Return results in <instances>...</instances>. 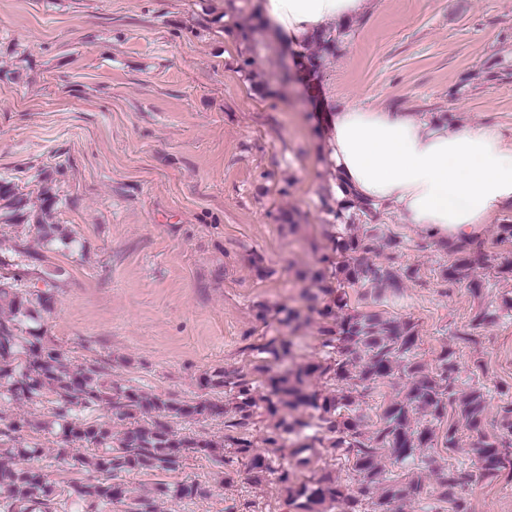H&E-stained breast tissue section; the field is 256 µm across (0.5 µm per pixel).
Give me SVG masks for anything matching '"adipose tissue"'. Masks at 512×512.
I'll list each match as a JSON object with an SVG mask.
<instances>
[{
    "mask_svg": "<svg viewBox=\"0 0 512 512\" xmlns=\"http://www.w3.org/2000/svg\"><path fill=\"white\" fill-rule=\"evenodd\" d=\"M371 0H257L276 41L304 52L311 34L364 14ZM322 166L337 198L395 209L404 223L456 243L512 209V144L491 125L459 129L415 112L348 103L319 130Z\"/></svg>",
    "mask_w": 512,
    "mask_h": 512,
    "instance_id": "1",
    "label": "adipose tissue"
}]
</instances>
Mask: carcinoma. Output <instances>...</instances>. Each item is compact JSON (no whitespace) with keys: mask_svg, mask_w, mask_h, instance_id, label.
I'll use <instances>...</instances> for the list:
<instances>
[{"mask_svg":"<svg viewBox=\"0 0 512 512\" xmlns=\"http://www.w3.org/2000/svg\"><path fill=\"white\" fill-rule=\"evenodd\" d=\"M343 30L329 28L311 36L308 63L320 71L335 54ZM25 207L12 186L0 182V220L12 221ZM36 217L34 227L43 239L70 248L76 238L58 224ZM377 216L367 201L353 200L336 205V218L346 222L345 232L333 239L336 252V284L324 282L323 273L311 272L318 292L309 296L308 310L322 319L320 346L324 357L316 362L294 364L272 371L271 363L292 358L293 341L288 336H265L255 350L266 360L250 369L217 370L204 373L200 386L224 389L229 403L210 398L177 400L147 392L132 385L108 384L93 364H76L61 346L28 323L41 318L40 311L52 306L53 290L62 270L31 271L26 263H10L0 255V266L13 270L0 275V400L21 406L49 404L48 417L38 420L29 412L0 416V512H95L96 507L114 503L123 512H158L171 500L197 499L206 490L192 480L170 482L165 476L180 470L186 460L205 456L216 468L220 483H229L244 472L253 484L274 480L285 494L288 512H403V506L424 493L422 476L397 479L382 463L389 455L394 464L412 462L434 476L437 500L448 512H470L466 490L473 482L470 470L450 466L438 468L427 450L440 444L460 447L461 431L471 434V455L480 475L496 478L506 470L504 449L512 447V387L499 386L498 419L487 416L489 398L482 385L458 390L456 352L444 349L433 368L416 361L419 336L409 319L385 316L373 310L349 306L345 289L368 288L380 298L396 297L404 280L415 271L395 265L401 241L387 242L390 253L376 262L380 227L369 224L365 232L351 231L355 220ZM455 247L454 261L441 270V279L451 284L469 280L474 259L471 246ZM43 282L45 289L35 288ZM280 324L296 332L308 315L282 306ZM326 381L330 389L318 392L310 379ZM267 394L257 396L258 383ZM400 385L396 399L376 415L368 427L363 404L386 383ZM99 406L112 410L117 423L89 420L82 412ZM453 417H448V412ZM430 417L427 423L416 414ZM266 415L262 443L282 448L295 439L294 452L320 447L323 454L348 465L357 480L343 482L329 470L300 475L288 464L276 462L257 449L250 429ZM224 420V435L214 438L177 429L173 420ZM40 428L53 438L51 449L58 460H86L72 454L75 448L91 451V464L104 479L74 482L66 488L48 482L43 474L21 464L38 452L29 445L28 431ZM120 473H143L157 477L149 493L132 494L115 481Z\"/></svg>","mask_w":512,"mask_h":512,"instance_id":"cac0c4a2","label":"carcinoma"}]
</instances>
